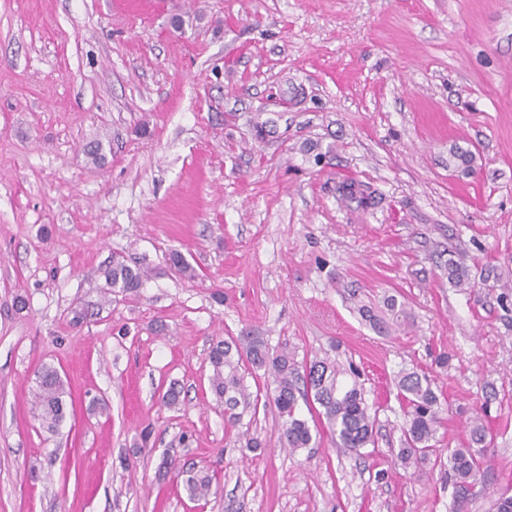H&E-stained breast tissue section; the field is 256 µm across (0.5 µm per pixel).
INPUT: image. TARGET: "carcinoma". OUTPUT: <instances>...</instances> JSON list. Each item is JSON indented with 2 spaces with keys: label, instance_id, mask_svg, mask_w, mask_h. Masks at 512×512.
<instances>
[{
  "label": "carcinoma",
  "instance_id": "cac0c4a2",
  "mask_svg": "<svg viewBox=\"0 0 512 512\" xmlns=\"http://www.w3.org/2000/svg\"><path fill=\"white\" fill-rule=\"evenodd\" d=\"M341 200L361 209L375 205L376 198L366 186L355 180L336 185ZM448 283L454 288L470 287V269L465 259L453 253L448 257ZM107 287L122 294L139 292L146 278L139 266L129 265L115 256L103 269ZM386 315L372 317L374 328L389 335L410 320L407 310L390 298ZM212 374L210 391L217 403L224 406V421L239 429L237 441L249 450L262 447L261 441L250 433L259 404L265 396L274 405L281 419L282 446L291 452L319 444L313 437L307 420L299 415L298 395L317 404V417L324 433L337 448L351 452L374 443L373 429L376 413L366 402L361 373L345 367L328 357H313L298 363L288 347L273 348L266 337L256 331L231 340L212 344L208 354ZM436 377L417 370L403 371L396 376L398 397L404 404V423L401 427L402 445L398 459L404 467L434 460L441 461L436 448V434L442 423V403L435 388ZM34 394L36 417L43 429L56 434L65 418L66 383L59 371L44 364L37 372ZM256 391H251L250 386ZM494 434L482 422L475 421L462 447L448 454V473L453 480L455 497L465 500L473 484L480 479L488 463V448ZM188 497L194 501L207 499L213 491L215 476L209 470H179Z\"/></svg>",
  "mask_w": 512,
  "mask_h": 512
}]
</instances>
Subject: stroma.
Listing matches in <instances>:
<instances>
[{
    "mask_svg": "<svg viewBox=\"0 0 512 512\" xmlns=\"http://www.w3.org/2000/svg\"><path fill=\"white\" fill-rule=\"evenodd\" d=\"M342 177L376 205L343 204ZM117 254L148 270L139 293L107 290ZM390 295L411 319L384 336L359 307ZM250 331L358 367L373 445L288 452L269 404L240 448L208 352ZM45 364L73 399L55 435L32 409ZM404 369L437 379L441 450L477 417L495 434L466 501L396 459ZM165 460L214 472L204 512L512 493V0H0V512H194ZM448 255V283L454 288L471 287L470 269L465 259L453 252H449Z\"/></svg>",
    "mask_w": 512,
    "mask_h": 512,
    "instance_id": "35a3bbf8",
    "label": "stroma"
}]
</instances>
